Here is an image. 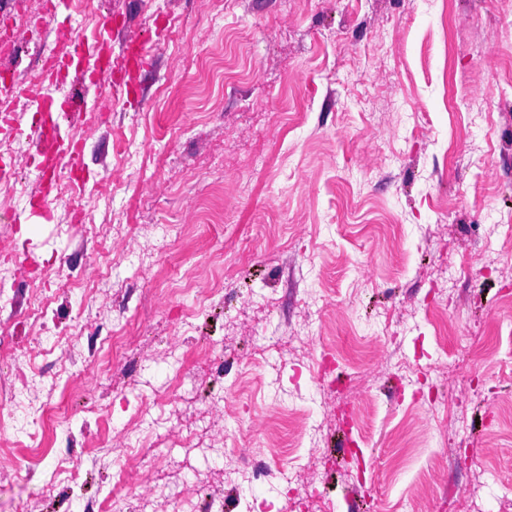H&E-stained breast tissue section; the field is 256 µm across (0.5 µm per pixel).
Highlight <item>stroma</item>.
I'll return each mask as SVG.
<instances>
[{
  "instance_id": "1",
  "label": "stroma",
  "mask_w": 512,
  "mask_h": 512,
  "mask_svg": "<svg viewBox=\"0 0 512 512\" xmlns=\"http://www.w3.org/2000/svg\"><path fill=\"white\" fill-rule=\"evenodd\" d=\"M93 35L112 18L113 61L146 42L152 68L105 122L75 115L83 220L58 180L50 218L16 224L40 185L33 114L0 141L18 175L0 240L24 259L0 297V333L30 354L44 423L34 475L0 480V512H197L232 499L229 470L287 460L295 430L333 447L356 407L367 467L298 472L308 512H512V12L504 0H101L70 10ZM39 294L57 312L36 319ZM127 357L90 366L95 339ZM480 354L462 360L460 341ZM334 355L343 393L297 369ZM429 369L416 401L396 362ZM483 395L465 397L462 375ZM138 386L127 391L128 377ZM158 426L128 452L142 399ZM481 463L453 453L458 424ZM82 501L69 496L71 482Z\"/></svg>"
}]
</instances>
